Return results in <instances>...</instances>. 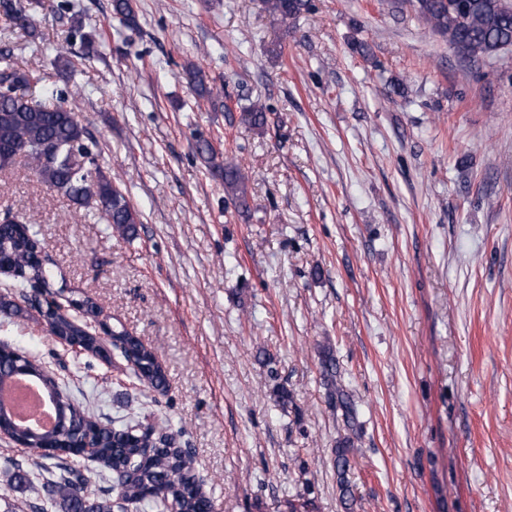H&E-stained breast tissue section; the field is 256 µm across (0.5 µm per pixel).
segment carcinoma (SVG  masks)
<instances>
[{"label": "carcinoma", "mask_w": 512, "mask_h": 512, "mask_svg": "<svg viewBox=\"0 0 512 512\" xmlns=\"http://www.w3.org/2000/svg\"><path fill=\"white\" fill-rule=\"evenodd\" d=\"M266 11L283 25L310 11L311 0H263ZM412 5L429 29L448 40L462 42L467 53L463 60L475 63L512 46V0H413ZM113 14L132 23V0H112ZM0 12L17 28L29 29L30 21L21 0H0ZM189 82L200 97L212 94L201 70H187ZM46 87L42 70L20 72L5 67L0 72V169L17 159L28 162L34 175L57 193L80 207L97 206L101 219L112 232L125 239L136 236L140 214L126 199L112 177L96 165V140L89 130L58 96L56 102L19 95L16 89ZM242 123L251 129L266 124L265 108L253 104L243 109ZM197 152L224 177V192L240 209L248 208L249 176L235 162L217 163V153L207 141ZM8 220L0 221V255L11 270V287L0 294V311H22L15 303L19 297L28 312L37 314L52 339L69 342L79 352L99 357L104 352L99 332L113 335L133 356L122 351L116 356L144 387L163 390L167 374L155 350L127 330L111 331L106 323L97 327L90 320L100 307L90 296L79 295L59 285L52 263L41 262L43 243L26 218L7 211ZM0 383L12 378L14 368L24 366L42 382L49 398H59L56 427L39 433L16 426L10 414L0 407V435L25 446L42 462L29 473L15 464L17 488H30L44 495L25 502L30 512H140L147 506L153 512H213V503L201 490L191 466L188 451L177 446L169 425L147 424L139 437L128 433L131 423L102 421L85 411L63 392L59 382L37 357L0 343ZM322 383L329 400L341 409L347 424L356 421L350 395L342 384L336 358L322 354ZM96 447L99 468L76 469L67 460L76 457L86 444ZM356 448L351 437L335 449L336 469L344 505L352 493L347 480L349 455Z\"/></svg>", "instance_id": "cac0c4a2"}]
</instances>
